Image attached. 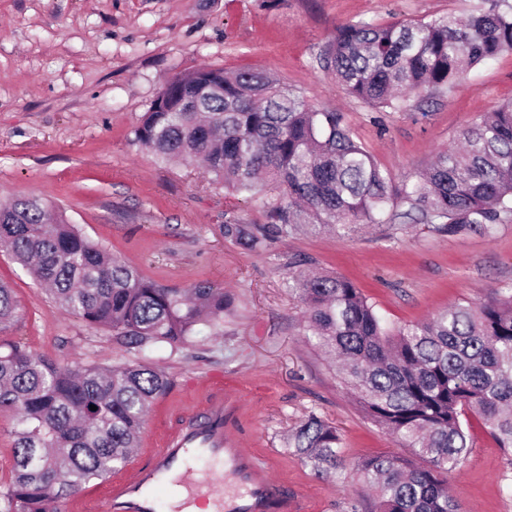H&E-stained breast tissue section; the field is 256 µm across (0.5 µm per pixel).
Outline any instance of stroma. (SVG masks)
I'll list each match as a JSON object with an SVG mask.
<instances>
[{
    "label": "stroma",
    "instance_id": "35a3bbf8",
    "mask_svg": "<svg viewBox=\"0 0 512 512\" xmlns=\"http://www.w3.org/2000/svg\"><path fill=\"white\" fill-rule=\"evenodd\" d=\"M481 0H0V202L35 195L145 279L188 289L200 282L233 301L224 333L202 328L152 360L171 381L141 439L175 425L177 402L211 376L236 393L243 447L275 451L308 512H375L373 489L353 470L361 458L409 456L362 412L335 368L305 336L291 272L316 268L352 281L392 326L483 303L512 289V216L491 235H448L413 222L371 224L340 236L307 231L251 252L224 237V222L266 221L270 192L229 194L195 162L168 163L134 140L163 85L201 66L263 69L343 125L394 189L414 181L460 131L512 98V54L469 71L433 101L377 111L351 97L317 57L345 23L387 24L466 15ZM0 281L17 317L0 338L63 365L138 361L111 332L64 312L12 255L0 250ZM335 426L342 467L318 472L284 445L309 416ZM470 455L449 477L461 512H512V455L468 415Z\"/></svg>",
    "mask_w": 512,
    "mask_h": 512
}]
</instances>
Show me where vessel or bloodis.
Listing matches in <instances>:
<instances>
[{
    "mask_svg": "<svg viewBox=\"0 0 512 512\" xmlns=\"http://www.w3.org/2000/svg\"><path fill=\"white\" fill-rule=\"evenodd\" d=\"M178 410L176 426L146 458L135 459L125 477L109 482L106 512H159L157 492L165 486L179 488L183 495L172 512H186L203 499L211 501L213 512H305V496L289 494L271 466L240 448L232 432L238 402L223 388H211ZM196 458L221 462L222 477L200 476L192 464ZM228 478L237 487L230 495L224 489Z\"/></svg>",
    "mask_w": 512,
    "mask_h": 512,
    "instance_id": "b4317fda",
    "label": "vessel or blood"
}]
</instances>
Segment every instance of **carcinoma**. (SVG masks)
I'll return each mask as SVG.
<instances>
[{"instance_id":"obj_1","label":"carcinoma","mask_w":512,"mask_h":512,"mask_svg":"<svg viewBox=\"0 0 512 512\" xmlns=\"http://www.w3.org/2000/svg\"><path fill=\"white\" fill-rule=\"evenodd\" d=\"M504 52L512 53V0H482L462 19L346 24L318 61L352 97L396 109L413 95L427 102L452 90L466 71ZM459 140L396 191L337 113L311 109L264 70L208 66L171 78L134 133L162 159H203L237 195L256 193L266 179L278 193L268 223L224 224V236L251 251L302 226L342 234L409 220L450 234H490L512 214V101L462 129ZM0 244L65 312L142 352L185 345L200 324L220 331L231 306L206 283L186 291L143 279L40 198L0 207ZM288 287L308 307L307 335L336 359L366 416L410 450L409 458L357 462L378 512H461L448 488L469 454L460 417L479 416L499 447L512 448V290L396 328L344 277L298 273ZM16 310L12 290L0 284V331ZM169 387L146 362L61 366L0 343V410L18 420L0 512H58L62 500L122 467ZM339 444L336 428L317 416L287 438L295 455L324 473L336 469Z\"/></svg>"}]
</instances>
